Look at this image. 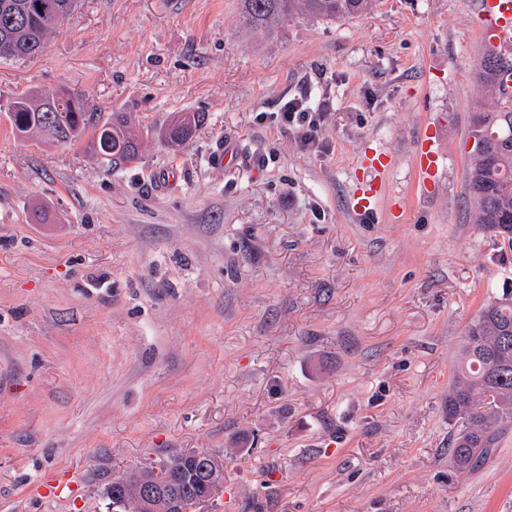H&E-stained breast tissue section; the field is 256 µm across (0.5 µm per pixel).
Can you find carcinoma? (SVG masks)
<instances>
[{
	"label": "carcinoma",
	"instance_id": "obj_1",
	"mask_svg": "<svg viewBox=\"0 0 512 512\" xmlns=\"http://www.w3.org/2000/svg\"><path fill=\"white\" fill-rule=\"evenodd\" d=\"M376 0H240V22L252 30L268 29L295 19L345 20L368 12ZM78 0H0V60L41 55L51 36L59 33L60 19L77 9ZM512 70V57L486 52L480 62V84L500 96L501 71ZM60 90L43 98L35 92L10 103L15 120L11 127L20 138L36 136L49 145H74L87 132L93 148L114 165L131 163L139 154L142 135L124 112H114L105 122L85 98L64 100ZM203 117L184 113L155 130L173 148L185 145ZM476 143L468 161L465 186L475 202L472 223L512 249V101L498 99L492 111L471 116ZM453 433L448 452L456 469L473 471L495 450L504 430L512 426V292L491 297L468 324L461 357L445 403ZM172 456L183 462V472H163V464L145 465L138 471L111 477L103 496L129 494L139 478L154 477L164 487H181L190 478L202 493L212 476L206 450L181 449Z\"/></svg>",
	"mask_w": 512,
	"mask_h": 512
}]
</instances>
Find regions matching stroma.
<instances>
[{"instance_id":"1","label":"stroma","mask_w":512,"mask_h":512,"mask_svg":"<svg viewBox=\"0 0 512 512\" xmlns=\"http://www.w3.org/2000/svg\"><path fill=\"white\" fill-rule=\"evenodd\" d=\"M478 10L257 31L238 0H81L0 61V512H108L106 475L181 448L224 458L210 512H512V429L461 473L444 410L468 323L512 291L465 191L470 114L496 103ZM62 88L205 122L116 169L88 138L14 137L12 99ZM291 98L322 113L317 150L274 121ZM370 147L389 167L363 213Z\"/></svg>"}]
</instances>
